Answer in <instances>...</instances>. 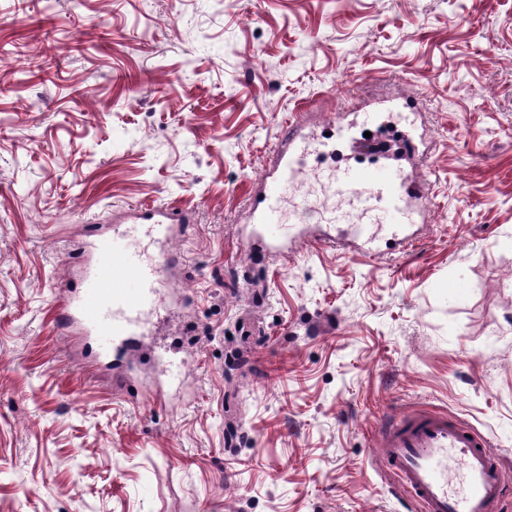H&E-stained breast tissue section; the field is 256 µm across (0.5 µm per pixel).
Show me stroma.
<instances>
[{"label": "stroma", "instance_id": "35a3bbf8", "mask_svg": "<svg viewBox=\"0 0 512 512\" xmlns=\"http://www.w3.org/2000/svg\"><path fill=\"white\" fill-rule=\"evenodd\" d=\"M1 51L0 512H411L376 433L420 407L512 476V0H0ZM398 91L432 143L416 242L244 250L288 120ZM146 204L195 217L147 336L59 330Z\"/></svg>", "mask_w": 512, "mask_h": 512}]
</instances>
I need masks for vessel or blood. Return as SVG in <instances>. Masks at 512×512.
Here are the masks:
<instances>
[{
    "mask_svg": "<svg viewBox=\"0 0 512 512\" xmlns=\"http://www.w3.org/2000/svg\"><path fill=\"white\" fill-rule=\"evenodd\" d=\"M309 134L304 115L289 121L274 152V160L257 183L258 192L246 217L256 225L258 235L270 249L304 240L299 226L288 224L282 201L289 186L304 169L309 155ZM399 159L388 157L386 148L370 144L374 164L343 167L333 185L336 197L355 201L356 211H329L327 223L344 225L343 233L324 238L329 247L355 242L363 255L379 254L366 225L356 213L384 212L396 232L392 243L412 244L406 224L429 199V187L422 173L428 150L415 134H401ZM131 218L152 224L157 235H167L172 225L185 223V212L163 206L144 205L131 211ZM168 254L124 249L119 240L102 246L96 269L87 277L77 301H62L59 323L62 329L81 326L95 336L122 340L140 335L143 319L161 307L158 290ZM379 444L388 465L402 478L418 512H493L501 500L505 475L501 460L489 439L474 429L448 418L446 413L419 409L380 431ZM464 473L465 487L454 493L448 488L454 468Z\"/></svg>",
    "mask_w": 512,
    "mask_h": 512,
    "instance_id": "1",
    "label": "vessel or blood"
}]
</instances>
